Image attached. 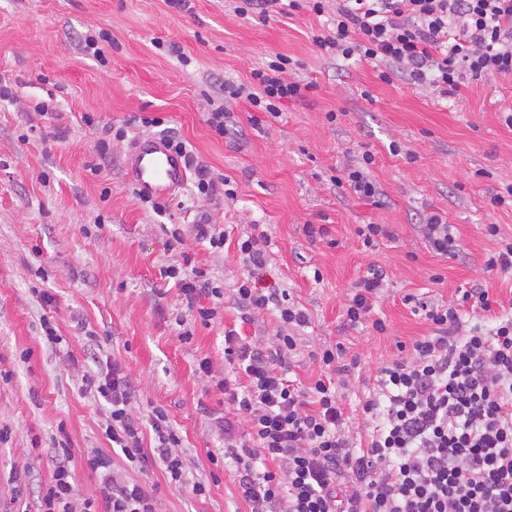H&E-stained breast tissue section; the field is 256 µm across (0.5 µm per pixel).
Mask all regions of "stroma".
<instances>
[{"label": "stroma", "instance_id": "stroma-1", "mask_svg": "<svg viewBox=\"0 0 512 512\" xmlns=\"http://www.w3.org/2000/svg\"><path fill=\"white\" fill-rule=\"evenodd\" d=\"M322 19L308 8L263 22L241 17L225 0H193L191 11L165 0H0V74L14 83L13 99H0V512L35 507L53 470L52 448L67 443L77 493L96 495L97 479L83 467L94 448L106 447L100 426L108 409L78 381L92 357L115 360L135 384L131 410L147 419L167 411L181 436L188 481L209 485L207 497L171 486L160 468L130 467L116 457L123 478L156 485L160 512H250L238 491L232 458L215 466L224 450L215 425L225 415L223 395L196 373L209 359L224 374V332L268 336L276 311L241 321L232 302L215 323L195 325L182 339L183 295L160 271L168 265L209 270L233 287L246 268L235 245L213 251L194 238L192 224L207 211L233 236L264 231L271 239L261 287L287 289L309 323L299 331L291 379L310 384L321 374L313 351L342 346L359 356L361 372L343 391L354 416L375 369L398 354V344L429 335L406 295L453 302L460 291L489 281L493 310L512 305V274L487 276L484 264L502 240L512 238V208H492L489 197L512 183V78H464L446 98L401 80H380L379 63H342L312 41ZM109 32L104 60L86 54L84 40ZM177 43L186 59L166 46ZM297 60L314 88L286 102L276 119L253 124L248 104H232L238 126L217 134L208 124L211 103L224 99L225 81L246 82L269 55ZM99 124L85 125V113ZM338 115L337 122L326 119ZM161 118L162 128L133 125L132 116ZM126 128L118 140L114 129ZM167 129L187 141L236 193L201 201L192 181L172 195L166 218L141 207L127 167L130 145ZM109 142L106 156L96 149ZM375 156L372 174L381 206L360 200L329 181L335 170ZM100 163V173L88 170ZM445 216L459 244L455 256L426 246L421 214ZM186 230L182 247L165 246L162 223ZM323 224L336 246L310 242L302 228ZM361 224H385L389 238L367 248ZM494 224L498 235L486 232ZM380 266L388 286L370 324L346 325L343 308L368 265ZM47 289L51 303L40 302ZM48 317L65 342L39 341ZM27 481L14 498L10 478Z\"/></svg>", "mask_w": 512, "mask_h": 512}]
</instances>
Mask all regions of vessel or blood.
<instances>
[{"instance_id": "1", "label": "vessel or blood", "mask_w": 512, "mask_h": 512, "mask_svg": "<svg viewBox=\"0 0 512 512\" xmlns=\"http://www.w3.org/2000/svg\"><path fill=\"white\" fill-rule=\"evenodd\" d=\"M137 191L166 194L182 185L185 171L180 158L157 139L135 143L127 154Z\"/></svg>"}]
</instances>
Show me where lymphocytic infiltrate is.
<instances>
[{"label": "lymphocytic infiltrate", "mask_w": 512, "mask_h": 512, "mask_svg": "<svg viewBox=\"0 0 512 512\" xmlns=\"http://www.w3.org/2000/svg\"><path fill=\"white\" fill-rule=\"evenodd\" d=\"M307 2L316 15L329 17L314 44L345 61L381 63V80L395 77L448 97L467 76H512V0H336L330 14L326 0ZM298 67L277 53L252 70L250 83H225L224 102L209 112L208 124L228 134L235 124L228 104L236 100L279 117L283 101L304 99L313 88L297 77ZM162 141L193 170L198 199L219 192L233 197L181 137L167 134ZM373 164V155L363 153L331 182L358 198L380 200ZM164 275L176 281L191 318L203 325L218 317L228 294L242 321L266 309L278 313L273 336L249 341L225 332L229 373L215 383L247 426L241 441L230 422L220 428L241 467L239 490L251 512H512V310L492 312L488 284L463 291L448 306L419 303L432 333L378 370L361 406L367 439L360 445L339 392L358 369V358L324 348L316 357L326 376L307 387L286 377L297 347L291 330L308 322L286 293L258 288L248 276L228 293L199 267L170 266ZM384 278L378 266H368L345 305L348 324L368 321L377 333L386 332L385 321L371 317ZM468 310L491 313L492 327L465 326ZM240 373L241 384L233 380ZM81 383L110 407L108 445L84 459L99 481V495L76 502L75 474L67 465L71 452L62 445L37 512H158L155 487L123 481L114 472L116 449L140 469L161 468L175 487L207 494L204 483H187L181 439L162 409H153L150 418L155 444L144 448L142 423L130 411L134 386L119 363L85 370ZM270 461L276 470L267 469Z\"/></svg>", "instance_id": "1"}]
</instances>
